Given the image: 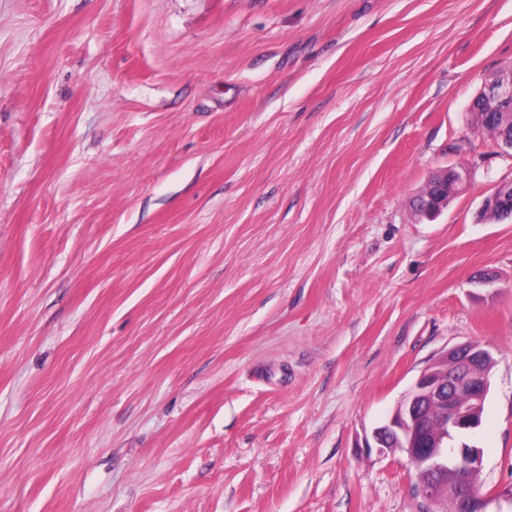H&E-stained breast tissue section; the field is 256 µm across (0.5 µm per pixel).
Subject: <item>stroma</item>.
<instances>
[{
	"mask_svg": "<svg viewBox=\"0 0 512 512\" xmlns=\"http://www.w3.org/2000/svg\"><path fill=\"white\" fill-rule=\"evenodd\" d=\"M510 67L512 0H0V512H419L363 435L468 341L512 512ZM476 99L490 105L491 109L494 110L490 112L485 105L471 107L470 112L474 115L476 123L499 141L503 124L502 120L497 118L495 112L512 111V70L488 79L474 97L472 103ZM449 176V180H448ZM469 178V170L465 166L445 168L433 175L427 182L425 188L417 196H422L431 185V182L440 180L441 184L436 185L438 190L444 191L437 195L435 199L430 198L425 205L426 213H422L423 217H435L448 207V195H455L460 192L462 186L465 185ZM511 187L512 183L510 181L495 184L492 192L483 199L482 210L496 206L501 198L507 197V199L494 209L483 211L479 217V222H500L512 218V193L507 196ZM505 208H509L507 214L504 212Z\"/></svg>",
	"mask_w": 512,
	"mask_h": 512,
	"instance_id": "1",
	"label": "stroma"
}]
</instances>
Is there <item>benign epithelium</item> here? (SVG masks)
I'll return each mask as SVG.
<instances>
[{
  "mask_svg": "<svg viewBox=\"0 0 512 512\" xmlns=\"http://www.w3.org/2000/svg\"><path fill=\"white\" fill-rule=\"evenodd\" d=\"M476 98L496 112L512 111V70L488 79ZM469 178L465 166L445 168L430 178L439 180L442 190L426 205V217H434L448 207V196L460 192ZM512 191V183L495 184L482 202V208L496 206ZM491 352L477 342L458 344L439 354L415 379L402 396L392 417L364 435L367 448L389 454L390 442L402 440V455L413 471L424 477L415 479L412 491L426 512H435L442 499L439 482L452 470L457 479L448 482V498L456 512H486L492 498L472 485L470 477L481 468L480 448L460 441V435L480 425V411L489 391ZM442 410L444 430L434 439L427 434V409Z\"/></svg>",
  "mask_w": 512,
  "mask_h": 512,
  "instance_id": "benign-epithelium-1",
  "label": "benign epithelium"
}]
</instances>
